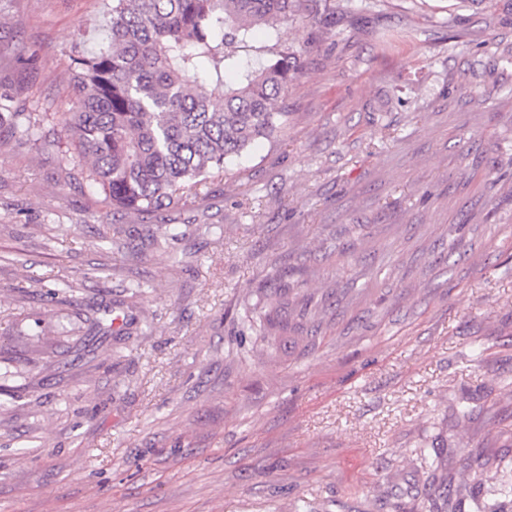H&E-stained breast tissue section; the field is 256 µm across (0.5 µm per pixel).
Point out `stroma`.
I'll return each instance as SVG.
<instances>
[{"mask_svg":"<svg viewBox=\"0 0 512 512\" xmlns=\"http://www.w3.org/2000/svg\"><path fill=\"white\" fill-rule=\"evenodd\" d=\"M107 6L0 0V512H424L431 481L475 512L478 453L512 459V0H318L237 44L300 55L287 128L147 219L26 133Z\"/></svg>","mask_w":512,"mask_h":512,"instance_id":"obj_1","label":"stroma"}]
</instances>
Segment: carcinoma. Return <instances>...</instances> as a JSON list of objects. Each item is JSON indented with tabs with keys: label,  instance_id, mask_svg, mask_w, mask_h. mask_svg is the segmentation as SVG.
<instances>
[{
	"label": "carcinoma",
	"instance_id": "cac0c4a2",
	"mask_svg": "<svg viewBox=\"0 0 512 512\" xmlns=\"http://www.w3.org/2000/svg\"><path fill=\"white\" fill-rule=\"evenodd\" d=\"M306 10L305 0H111L97 47L71 49L63 131L112 211L183 205L280 135L288 113L276 101L301 73L298 54L278 51L229 84L227 48Z\"/></svg>",
	"mask_w": 512,
	"mask_h": 512
}]
</instances>
